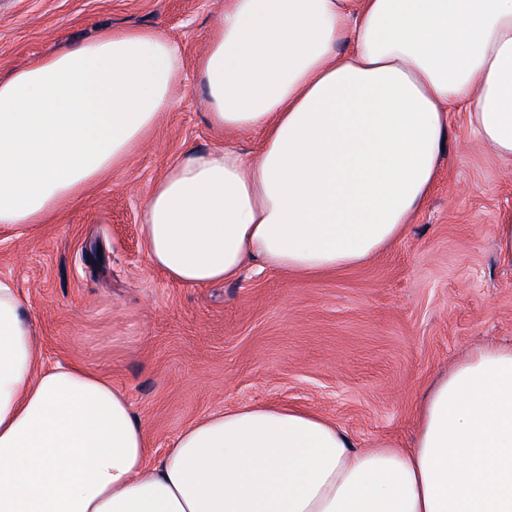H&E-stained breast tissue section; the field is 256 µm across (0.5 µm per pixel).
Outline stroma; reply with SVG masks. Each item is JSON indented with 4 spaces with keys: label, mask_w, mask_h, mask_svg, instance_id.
Listing matches in <instances>:
<instances>
[{
    "label": "stroma",
    "mask_w": 512,
    "mask_h": 512,
    "mask_svg": "<svg viewBox=\"0 0 512 512\" xmlns=\"http://www.w3.org/2000/svg\"><path fill=\"white\" fill-rule=\"evenodd\" d=\"M225 0H0V76L99 28H154L182 89L121 169L31 232L0 230V278L33 316L45 363L89 366L127 397L152 457L207 414L270 403L319 413L361 448L407 445L426 388L471 347L512 343V265L495 245L512 163L451 116L437 185L403 237L370 261L293 277L247 269L185 288L145 261L141 209L183 153L224 137L195 60Z\"/></svg>",
    "instance_id": "1"
}]
</instances>
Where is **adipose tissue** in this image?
Listing matches in <instances>:
<instances>
[{
	"label": "adipose tissue",
	"mask_w": 512,
	"mask_h": 512,
	"mask_svg": "<svg viewBox=\"0 0 512 512\" xmlns=\"http://www.w3.org/2000/svg\"><path fill=\"white\" fill-rule=\"evenodd\" d=\"M182 70L167 36L106 27L0 78V227L122 168ZM196 70L211 127L262 140L186 152L146 197V260L186 288L369 261L432 193L451 113L512 160V0H225ZM24 306L0 279V512H512V345L434 382L406 448L257 404L155 459L121 390L44 365Z\"/></svg>",
	"instance_id": "ef3b65f1"
}]
</instances>
